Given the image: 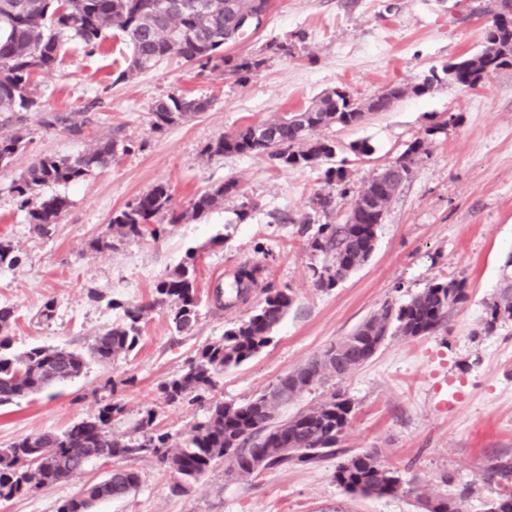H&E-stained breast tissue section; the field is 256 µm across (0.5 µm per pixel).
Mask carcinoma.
I'll list each match as a JSON object with an SVG mask.
<instances>
[{"label":"carcinoma","instance_id":"cac0c4a2","mask_svg":"<svg viewBox=\"0 0 512 512\" xmlns=\"http://www.w3.org/2000/svg\"><path fill=\"white\" fill-rule=\"evenodd\" d=\"M261 8L268 12L271 0H0V126L23 128L29 115L39 112L30 95L35 73L57 62L62 37L70 36L87 45L102 41L108 32L125 37L130 48V69L147 71L163 60L176 58L189 65L227 69L244 81L272 56L292 57L296 43L305 33L295 32L282 41L271 40L259 52L234 58L224 54L228 44L258 30L241 29L237 14ZM479 11L492 15L486 28V46L480 53L462 57L431 69L411 88L393 86L361 99L336 87L323 93L306 109L263 123L264 132L247 125L208 143L203 153L209 158L263 154L277 168L325 166L336 155V145L313 139L311 133L331 125L344 127L363 123L372 112H387L412 92L429 94L442 85L471 88L485 82L504 67H512V0H486ZM207 98L169 95L152 106L151 127L162 131L189 115L208 111ZM24 148L23 135L0 138V165H8ZM131 143L101 142L76 157L44 156L33 162L13 184L21 205L29 195L49 184H68L93 171L112 165L117 152L128 153ZM424 152V141L410 144L394 161L377 168L364 189L352 198L350 214L343 224H321L308 237V247L321 253L327 263L313 269L314 285L329 290L349 272L367 262L373 253L377 229L390 205L411 180L416 158ZM327 185L348 192L344 166H325ZM239 196L237 181L223 183L189 201L182 212L170 207L171 196L160 185L112 215L107 231L91 240L93 250H116L156 230L149 220L166 214L168 223L200 217L226 197ZM66 198L53 195L27 210L28 223L39 236H47L67 208ZM259 267H239L233 280L216 291L217 305L231 309L249 300L259 287ZM261 288V287H259ZM264 299L245 319L224 329L221 340L200 348L179 377L162 386L165 398L177 401L188 391L201 398L215 387L214 375L236 367L259 354L273 340L279 323L295 304L291 289L261 288ZM468 299L463 280L436 282L408 302H388L363 320L349 335L331 344L321 354L292 372L279 377L271 387L242 404L214 400L206 418L185 434L154 430L155 412L145 411L138 430L141 437L124 440L109 427L117 403L106 405L98 415L83 419L61 433L26 437L0 448V500H10L69 479L93 460L123 457L150 450L171 469L173 489L181 491L199 480L217 463L225 472L260 474L270 469L314 465L345 454L341 448L349 425L353 402L333 393L320 405L282 418L279 409L302 391L328 379H339L365 363L389 336H428L440 329L451 308ZM165 305L175 330L193 329L198 318L195 258L178 265L156 286L152 302L124 309L125 321L95 336L87 353L57 347H33L22 354L9 352L11 339L0 335V405L40 392L79 376L87 360L108 362L131 351L139 336V322L146 311ZM512 320V275H504L497 299L482 319L483 330L492 332L499 323ZM336 482L346 491L363 496L414 495L420 512H467L469 489L429 496L416 478L381 463L377 453L367 451L339 462ZM512 479V461L493 459L485 467L483 481L496 487L487 512H512V491L500 482ZM139 483L136 472L117 467L101 482L88 485L65 501L58 512H92L101 501L124 497Z\"/></svg>","mask_w":512,"mask_h":512}]
</instances>
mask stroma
Wrapping results in <instances>:
<instances>
[{"label":"stroma","mask_w":512,"mask_h":512,"mask_svg":"<svg viewBox=\"0 0 512 512\" xmlns=\"http://www.w3.org/2000/svg\"><path fill=\"white\" fill-rule=\"evenodd\" d=\"M454 2L275 0L262 28L228 46L227 54L246 55L297 31L306 39L294 57L272 58L245 81L225 69L175 60L129 76L130 49L121 36L108 33L93 48L65 38L58 63L31 82L42 110L22 130L23 152L0 166V241L19 257L0 266V306L14 313L7 330L11 349L86 351L99 331L123 320L125 307L150 301L156 283L190 251L198 255L199 315L193 329L180 334L166 307H154L141 321L131 353L106 364L89 362L73 380L0 406V448L62 432L115 401L122 408L110 424L116 434H134L148 409L156 414L157 432L189 431L206 417L205 405L167 402L161 387L187 368L200 345L221 340L229 322L247 317L262 301L257 289L245 304L218 307L216 288L242 264L261 268V285L292 289L296 303L267 348L215 375V396L232 404L254 398L350 334L384 302L401 304L433 283L461 279L469 298L437 333L388 338L365 364L301 393L280 413L295 414L343 391L355 403L343 441L349 453L375 450L384 465L417 477L430 495L470 486L468 512H487L490 491L482 468L494 457L512 460V321L490 334L481 329L512 254V68L473 89L442 86L425 96L407 95L355 127L319 130V137L335 143L336 161L355 191L416 139L426 149L379 225L371 259L328 291L313 283L312 270L324 257L308 247L303 220L310 215L319 224L343 223L350 197L336 196L329 214H316L310 200L325 188L322 169L275 168L259 154H202L207 143L303 110L327 90L344 87L364 99L389 86L414 84L431 68L480 51L490 16L462 18ZM170 95L206 98L211 106L154 131L151 108ZM54 113L82 121L80 133L44 127L42 117ZM436 121L446 122V129L428 134ZM108 139L135 148L109 168L37 190L31 204L59 195L68 206L51 236L33 233L13 183L40 157L76 156ZM361 141L371 146L370 155L351 151ZM230 177L254 205L243 223H233L237 203L227 200L201 217L167 225L159 237L115 252L90 250L115 211L154 187L166 186L171 207L182 211ZM49 300L54 312L47 320L40 312ZM118 464L138 473V487L96 503L93 512H420L411 495L345 491L334 479L333 458L251 476L225 475L219 464L178 494L151 452ZM110 471L105 462L89 463L66 481L0 500V512H57Z\"/></svg>","instance_id":"obj_1"}]
</instances>
